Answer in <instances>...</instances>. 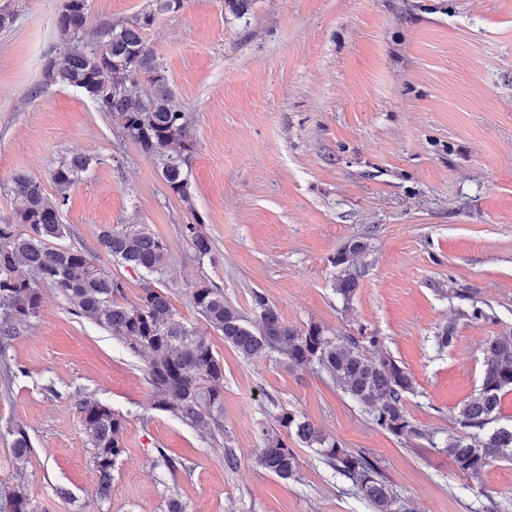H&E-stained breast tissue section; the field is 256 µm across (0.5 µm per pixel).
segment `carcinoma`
I'll return each mask as SVG.
<instances>
[{
	"label": "carcinoma",
	"mask_w": 512,
	"mask_h": 512,
	"mask_svg": "<svg viewBox=\"0 0 512 512\" xmlns=\"http://www.w3.org/2000/svg\"><path fill=\"white\" fill-rule=\"evenodd\" d=\"M88 0H64L55 19L61 48L43 70V82L81 90L98 107L112 115L126 136L153 159L166 186L189 201L184 166L192 152L188 115L174 102L168 79L146 40L156 19L178 11L183 0H153L151 8L132 24H108L86 40ZM145 81L149 92L132 95L130 89ZM98 159L83 153L53 171L56 194L25 174L11 181V192L24 207L15 221L0 223V348L19 332L20 325L36 317L41 288L55 289L76 315L106 329L132 354L148 356L146 369L154 408L167 412L208 439L224 432V365L211 344L176 316L169 295L147 280L138 301L127 304L122 281L96 268L89 251L63 248L52 241L64 237L62 222L68 189ZM185 225V235L197 259L212 252V240L202 231L200 216ZM24 230H19V227ZM98 246L125 266L149 276L168 269L167 245L159 238L132 229L107 228ZM365 244L353 240L333 257L341 268L336 293L348 302L359 288L363 267L357 257ZM197 312L224 336V342L246 358L273 356L290 367L316 364L344 392L366 407L373 421L390 433L428 438L430 434L410 424L404 411L406 396L415 390L412 376L389 353L366 355L357 341H334L313 323L306 329L288 326L276 306L255 292L256 322L247 320L224 293L203 281L191 289ZM512 388V335L498 336L484 349L482 384L459 410L465 432L448 437L445 451L463 474L477 478L494 461H512V428L479 432L497 421L502 392ZM79 423L92 447V464L98 476L96 494L110 499L112 470L125 453L123 415L93 397L74 402ZM316 450L339 475L350 480L373 512H414L397 500L375 462L364 454L328 439L312 422L288 410L276 417V426L262 428V447L256 449V466L282 480L295 476V453L288 436ZM15 459L24 463L31 453L26 434L18 430L13 442ZM7 512H36L23 481L5 493Z\"/></svg>",
	"instance_id": "1"
}]
</instances>
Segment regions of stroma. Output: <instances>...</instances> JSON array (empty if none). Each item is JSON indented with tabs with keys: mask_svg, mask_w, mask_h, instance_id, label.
I'll use <instances>...</instances> for the list:
<instances>
[{
	"mask_svg": "<svg viewBox=\"0 0 512 512\" xmlns=\"http://www.w3.org/2000/svg\"><path fill=\"white\" fill-rule=\"evenodd\" d=\"M88 4L94 31L134 21L149 0ZM61 6L0 0L13 17L0 29V219L22 206L14 175L51 193L53 171L73 153L96 156L68 192L70 232L57 244L91 251L133 303L141 275L99 249L100 231L166 242L159 286L224 365V433L201 439L154 409L146 358L45 287L38 317L5 350L0 490L24 479L37 512H167L172 495L186 512H372L296 437L295 478L255 465L261 429L290 410L373 459L415 512H512V462L471 478L441 449L481 384L486 343L512 334V0H252L240 18L224 0H184L147 41L190 120L186 202L90 98L43 84ZM197 216L214 242L200 261L184 233ZM353 239L366 245L365 275L346 302L332 259ZM202 281L246 318L258 291L290 327L317 323L367 355L390 353L415 382L407 418L433 440L380 428L318 367L244 358L194 307L190 290ZM449 325L454 337L438 347ZM83 395L127 420L106 501L74 409ZM17 429L33 448L20 472ZM163 453L183 469L168 473ZM59 485L70 499L56 496Z\"/></svg>",
	"mask_w": 512,
	"mask_h": 512,
	"instance_id": "35a3bbf8",
	"label": "stroma"
}]
</instances>
